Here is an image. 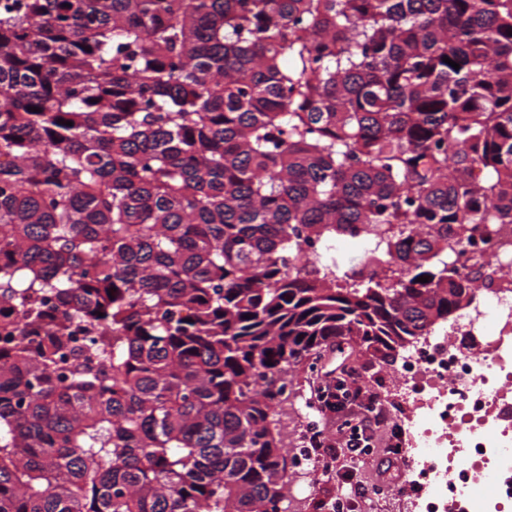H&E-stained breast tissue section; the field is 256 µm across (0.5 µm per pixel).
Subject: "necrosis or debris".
<instances>
[{
  "label": "necrosis or debris",
  "mask_w": 512,
  "mask_h": 512,
  "mask_svg": "<svg viewBox=\"0 0 512 512\" xmlns=\"http://www.w3.org/2000/svg\"><path fill=\"white\" fill-rule=\"evenodd\" d=\"M475 254L500 270L492 289L392 370L408 406V512H512V224L495 225ZM476 334L477 347L461 346Z\"/></svg>",
  "instance_id": "4bbe7bcc"
}]
</instances>
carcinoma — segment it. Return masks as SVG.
I'll return each instance as SVG.
<instances>
[{"instance_id": "cac0c4a2", "label": "carcinoma", "mask_w": 512, "mask_h": 512, "mask_svg": "<svg viewBox=\"0 0 512 512\" xmlns=\"http://www.w3.org/2000/svg\"><path fill=\"white\" fill-rule=\"evenodd\" d=\"M495 224L512 0H0V512H288V375Z\"/></svg>"}]
</instances>
